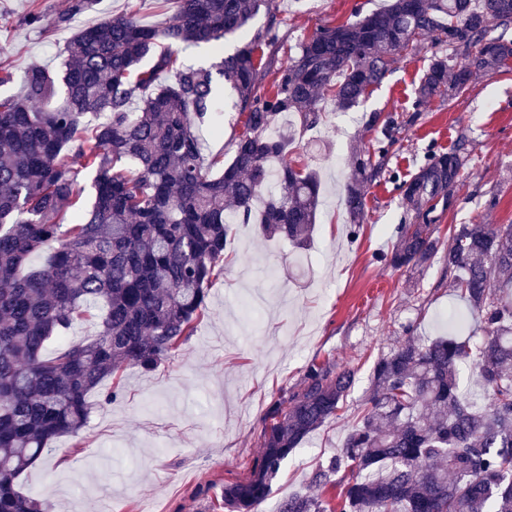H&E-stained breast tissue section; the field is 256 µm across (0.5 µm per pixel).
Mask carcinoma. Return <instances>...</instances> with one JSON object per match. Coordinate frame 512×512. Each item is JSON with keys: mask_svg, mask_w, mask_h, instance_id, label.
Returning a JSON list of instances; mask_svg holds the SVG:
<instances>
[{"mask_svg": "<svg viewBox=\"0 0 512 512\" xmlns=\"http://www.w3.org/2000/svg\"><path fill=\"white\" fill-rule=\"evenodd\" d=\"M98 0H71L68 12L29 25H66ZM160 27L123 14L78 31L60 70L31 66L18 75L0 62V512H47L17 489V479L85 427L88 394L126 367L154 370L194 335L208 287L224 260L229 218L254 223L267 238L306 245L319 206L315 173L285 163L291 137L276 133L282 114L320 120L329 95L349 110L386 79L400 50L424 40L457 54L431 55L416 89L415 111L468 88L478 72L512 60V0H390L383 10L326 24L260 87L274 42L268 27L207 68L184 65L183 48L221 49L273 0H161ZM65 95L55 107L42 104ZM230 87L245 131L230 162H204L199 126L219 112L217 85ZM91 114L94 127L83 125ZM375 136L350 160L344 205L351 227L364 218V188L385 170L398 142L392 115L372 114ZM468 155L433 153L397 183L414 212L390 253L395 269H422L443 254L451 286L477 316L480 340L410 337L373 365L371 390L342 450L312 481L342 486L331 508L298 495L277 512H512V224H459L448 246L432 213L448 207ZM220 167V175L212 169ZM94 172V200L77 206L78 170ZM277 176L281 193L254 202ZM65 233H60L64 222ZM52 246L40 268L29 256ZM102 304L90 341L53 339ZM477 374L481 399L458 391L460 366ZM356 371L312 362L299 387L280 393L263 419L250 474L224 485V512H254L282 464L326 421L339 416Z\"/></svg>", "mask_w": 512, "mask_h": 512, "instance_id": "obj_1", "label": "carcinoma"}]
</instances>
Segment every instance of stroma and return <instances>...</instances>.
I'll list each match as a JSON object with an SVG mask.
<instances>
[{"label":"stroma","mask_w":512,"mask_h":512,"mask_svg":"<svg viewBox=\"0 0 512 512\" xmlns=\"http://www.w3.org/2000/svg\"><path fill=\"white\" fill-rule=\"evenodd\" d=\"M70 0H0V56L21 71L57 68L68 40L86 24L136 12L160 23L157 0H99L94 13L46 36L25 23L29 11L53 20ZM388 0H274L249 32L273 26L265 47L283 67L300 44L328 23L386 7ZM433 52L430 43L406 52L384 82L342 112L331 97L320 102L317 125L299 115L279 121L292 141L286 158L313 169L321 206L305 249L269 240L255 225H234L224 271L212 283L194 336L155 371L125 369L121 391L105 402L111 382L89 396L90 419L75 436L55 441L51 456L19 479L20 491L48 501L53 512H224V485L245 478L260 452L262 418L280 390L300 384L311 362L355 368L341 417L327 421L283 463L269 499L274 512L295 495H315L317 466L339 453L370 387L374 361L406 335H444L443 313L464 304L448 286L441 260L409 272L387 265L397 228L414 221L396 180L410 178L433 152L464 146L469 164L452 205L437 211L435 234L448 241L455 225L512 224V63L475 74L453 99L433 100L414 113L415 89ZM223 110L200 131L205 158L232 159L245 117L230 89ZM391 114L403 127L380 179L365 192V215L351 231L344 208L350 159L373 137L371 113Z\"/></svg>","instance_id":"1"}]
</instances>
